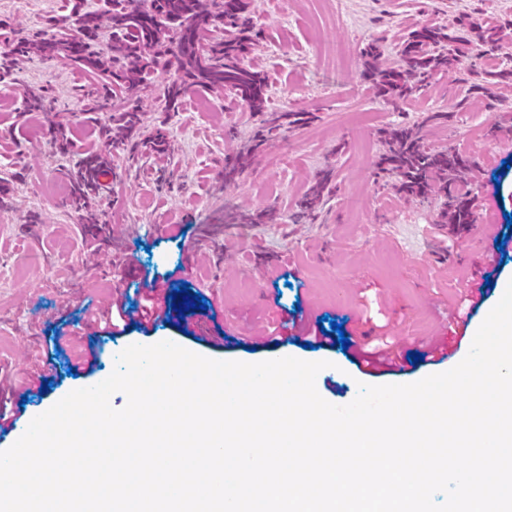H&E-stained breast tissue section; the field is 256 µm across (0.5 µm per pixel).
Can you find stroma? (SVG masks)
<instances>
[{
	"label": "stroma",
	"instance_id": "35a3bbf8",
	"mask_svg": "<svg viewBox=\"0 0 512 512\" xmlns=\"http://www.w3.org/2000/svg\"><path fill=\"white\" fill-rule=\"evenodd\" d=\"M63 5L0 0V21L25 36ZM463 15L512 17V0H252L260 32L253 62L270 76L271 111H307L314 121L267 141L251 169L228 185L224 156L250 144L258 117L244 103L209 92L169 112L153 88L143 109L150 128L167 131L170 155L133 164L113 149L121 176L100 207L112 226L107 257L87 250L82 216L67 202L66 171L77 153L59 154L47 131H34L21 117L27 91L47 89L75 145L89 142L84 104L97 79L35 57L0 83V176L15 177L11 206L0 211V403L10 415L0 451L69 392L108 377L116 355L131 344L169 340L205 357L247 363L326 360L316 388L334 405L351 402L359 384H409L450 363L439 358L371 373L340 344L305 348L299 337L283 335L285 318L307 310L343 324L346 336L361 343L390 337L404 353L426 352L455 325L462 332L456 356L464 358L472 327L512 281V85L497 89L492 108L471 89L484 67L512 68V46L463 59L457 72L397 109L361 76L368 44L377 43L390 63L410 31L450 27ZM464 96L466 109L423 134L430 146H454L475 159L474 222L492 225L506 255L489 266L481 261L478 233L459 239L440 230L434 201L400 198L375 175L383 129L451 110ZM329 165L337 171V193L316 223H293L297 201ZM265 208L278 210V223L224 226L225 211ZM33 213L40 224L29 225ZM170 224L185 225L186 236L171 239ZM184 284L205 298L194 321L164 315L119 335L96 323L113 304ZM58 336L65 342L55 351Z\"/></svg>",
	"mask_w": 512,
	"mask_h": 512
}]
</instances>
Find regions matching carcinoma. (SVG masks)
<instances>
[{"instance_id": "cac0c4a2", "label": "carcinoma", "mask_w": 512, "mask_h": 512, "mask_svg": "<svg viewBox=\"0 0 512 512\" xmlns=\"http://www.w3.org/2000/svg\"><path fill=\"white\" fill-rule=\"evenodd\" d=\"M250 7L251 0H107L106 9L98 11L88 0H65L64 10L48 18L39 33L0 47V82L33 55L69 62L98 78L99 89L85 104L98 144L67 173L70 205L82 213L84 242L95 246L94 253L112 240V225L97 218L98 204L110 190L103 175L110 171L112 178L119 177L112 148L123 147L133 161L168 151L166 131L145 134L141 92L155 77L166 75L162 97L168 110L179 109L190 93L204 91L242 101L253 113H267L268 76L252 64L258 39ZM504 43H512V20L478 26L463 16L452 30L425 26L410 32L399 44L394 65L381 62L377 44L368 45L361 75L395 109L432 86L437 76L456 71L462 58ZM484 82L487 94L492 86L512 82V69L487 70ZM23 114L47 127L59 153H70V127L48 118L46 92L28 96ZM310 119L307 112L271 113L256 132L255 147ZM383 140L377 170L390 188L406 198L437 201L438 224L456 234L469 230L473 211L464 180L472 159L452 146H429L415 125L391 127ZM251 163L249 152L224 158V183L235 182ZM336 189L334 170L321 171L301 197L298 214L316 220L324 198ZM276 221V212L264 210L230 216L224 227Z\"/></svg>"}]
</instances>
